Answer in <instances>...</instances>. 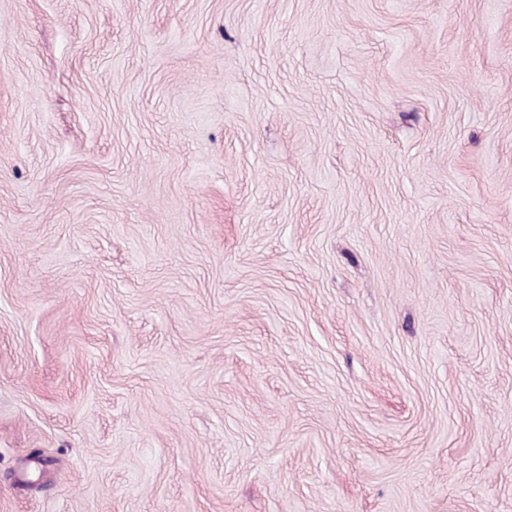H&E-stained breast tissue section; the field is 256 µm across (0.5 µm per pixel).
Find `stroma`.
<instances>
[{
	"instance_id": "obj_1",
	"label": "stroma",
	"mask_w": 512,
	"mask_h": 512,
	"mask_svg": "<svg viewBox=\"0 0 512 512\" xmlns=\"http://www.w3.org/2000/svg\"><path fill=\"white\" fill-rule=\"evenodd\" d=\"M0 512H512V0H0Z\"/></svg>"
}]
</instances>
